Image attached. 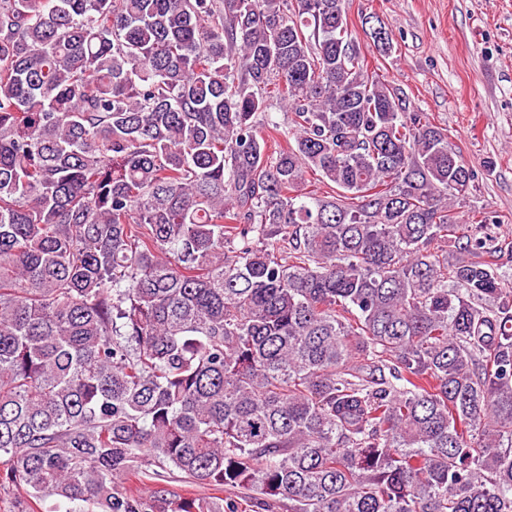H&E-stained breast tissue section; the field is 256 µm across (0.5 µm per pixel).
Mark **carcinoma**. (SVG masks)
Returning a JSON list of instances; mask_svg holds the SVG:
<instances>
[{
    "label": "carcinoma",
    "mask_w": 512,
    "mask_h": 512,
    "mask_svg": "<svg viewBox=\"0 0 512 512\" xmlns=\"http://www.w3.org/2000/svg\"><path fill=\"white\" fill-rule=\"evenodd\" d=\"M475 180L346 0H0V483L512 512V242L451 214Z\"/></svg>",
    "instance_id": "carcinoma-1"
}]
</instances>
